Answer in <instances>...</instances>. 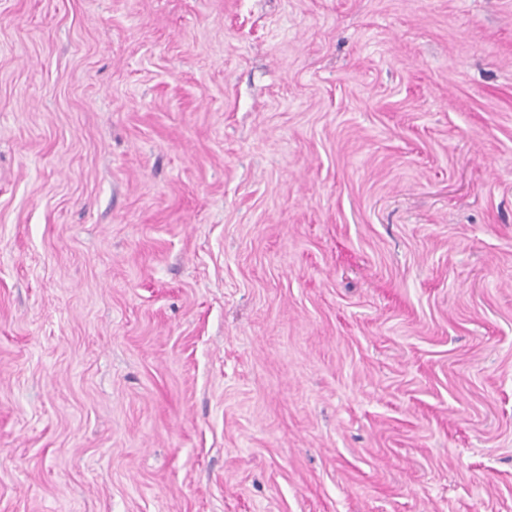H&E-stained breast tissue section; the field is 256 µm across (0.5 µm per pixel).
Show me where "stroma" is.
Masks as SVG:
<instances>
[{"instance_id":"1","label":"stroma","mask_w":512,"mask_h":512,"mask_svg":"<svg viewBox=\"0 0 512 512\" xmlns=\"http://www.w3.org/2000/svg\"><path fill=\"white\" fill-rule=\"evenodd\" d=\"M0 512H512V0H0Z\"/></svg>"}]
</instances>
